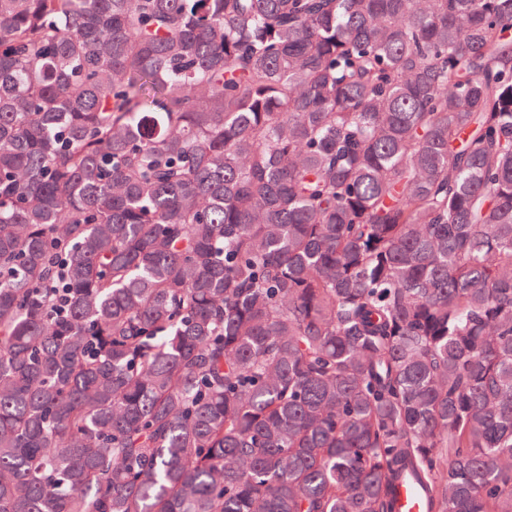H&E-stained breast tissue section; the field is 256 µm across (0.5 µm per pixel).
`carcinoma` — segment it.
Returning <instances> with one entry per match:
<instances>
[{"label": "carcinoma", "mask_w": 512, "mask_h": 512, "mask_svg": "<svg viewBox=\"0 0 512 512\" xmlns=\"http://www.w3.org/2000/svg\"><path fill=\"white\" fill-rule=\"evenodd\" d=\"M512 0H0V512H512Z\"/></svg>", "instance_id": "carcinoma-1"}]
</instances>
